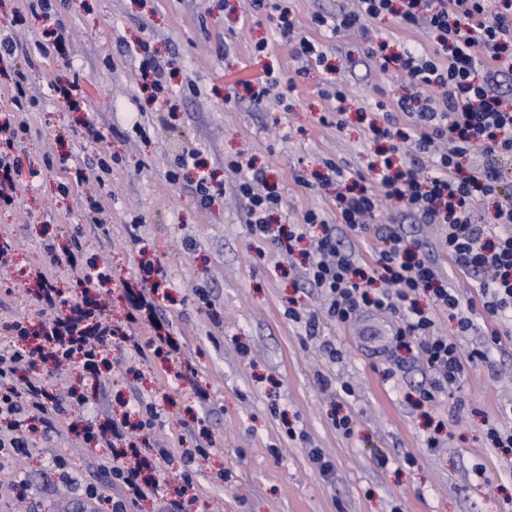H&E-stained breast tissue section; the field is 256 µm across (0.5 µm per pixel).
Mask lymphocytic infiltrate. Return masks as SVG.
<instances>
[{
    "label": "lymphocytic infiltrate",
    "mask_w": 512,
    "mask_h": 512,
    "mask_svg": "<svg viewBox=\"0 0 512 512\" xmlns=\"http://www.w3.org/2000/svg\"><path fill=\"white\" fill-rule=\"evenodd\" d=\"M356 11L341 14L337 32L367 31L379 17H398L409 30L435 33V47L418 55L395 60L387 42L367 49L384 73L400 64L416 93L396 99L397 116L387 119L380 135L389 146L377 150L368 163L372 181L350 179L335 163L327 168L338 186L340 223L359 238L379 232L386 245L375 251L370 263L361 265L345 253L332 233L315 239L307 254L304 275L326 297L329 318L340 324L364 313L387 312L394 321L399 347L418 348L431 373L421 389L423 402L456 387L467 367L485 360L490 347L500 344L496 322L512 320V199H502L506 180L512 179V102L506 94L512 80V0H358ZM10 105L0 111V204L12 205L21 185V144L24 114L35 103L22 70H14L6 86ZM481 149L483 164L467 169L465 158ZM238 173L234 191L246 202V222L253 239L269 240L285 252H293L305 237V228L327 225L325 214L311 209L303 215L302 228L276 235L270 214L283 200L273 187L258 190L262 171H249L247 163L230 161ZM393 200L423 223L439 225L440 245L455 265L476 283L477 297L463 300L458 289L444 283L433 260L421 244L406 245L389 225H372L382 200ZM151 266H143L135 282L124 283L130 308L126 329L113 327L104 285L111 279L109 266L89 265L75 281V297L65 296L54 280L41 276L37 300L51 316L41 324L44 344L27 345L28 328L16 322L19 346L0 353V448L21 456L28 451L26 430L38 421L43 434L57 430L66 405L90 406L87 395L70 390L59 396L48 385L41 368L46 363L80 362L89 371L106 363L113 340L124 343L134 359L181 354L183 343L168 321L154 317V295L159 283L150 279ZM431 292L434 310L447 312L456 321V335H434V310L418 305L421 293ZM489 321L484 348L463 354L457 339L476 331L477 319ZM87 443L112 451L103 471L118 493L112 512H131L148 494L160 491V475L178 464L184 488H193L198 477L194 466L202 448L184 449L173 458L169 449L133 447L125 423L111 427L85 426Z\"/></svg>",
    "instance_id": "f902f5d3"
}]
</instances>
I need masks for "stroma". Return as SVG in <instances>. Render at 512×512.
I'll return each mask as SVG.
<instances>
[{
	"instance_id": "1",
	"label": "stroma",
	"mask_w": 512,
	"mask_h": 512,
	"mask_svg": "<svg viewBox=\"0 0 512 512\" xmlns=\"http://www.w3.org/2000/svg\"><path fill=\"white\" fill-rule=\"evenodd\" d=\"M336 67L346 94L344 116L335 98L322 97L325 72L315 59L298 58L295 45L276 34L278 13L253 9L251 0H0V33L17 49L0 59V73L23 69L37 103L22 136L23 176L16 206H0V226L15 237L11 277L0 287V351L14 343L11 324H35L42 314L33 286L38 272L53 270L57 286L71 292L65 264L52 263L47 245L79 237L83 259L108 261L113 279L138 274L152 260L162 286L156 315L183 342L178 358L121 361L102 368L89 409L63 416L59 433L30 434L29 455L0 469V512H55L58 502L83 496L101 480L103 449L85 444L76 426L121 418L139 403H156L162 421L149 433L133 432L147 447L173 456L204 446L189 512H512V457L485 440L487 420L512 403V323L498 329L501 345L469 367L458 388L417 406L431 375L418 353L374 352L361 321L338 324L326 316L327 300L304 279L301 256L283 257L253 240L244 204L234 197L228 161L243 155L265 170L283 197L275 224L301 223L315 209L333 220V233L354 260L369 258L368 243L336 223V190L315 180L326 161L365 171L369 120L401 95L400 74H381L365 54V40L385 39L398 50L434 43L424 30L403 29L396 19L370 23L369 37L334 34L330 23L352 0H284ZM327 18L313 24L314 15ZM64 40L49 54L45 31ZM149 43L170 88L171 104L150 100L140 88L141 43ZM264 52H256L258 43ZM299 71L297 98L270 92L254 102L250 87L268 77ZM79 80V107L59 101L51 82ZM239 97L225 101L228 87ZM104 132L113 156L105 178L103 225L80 219V190L62 194L65 166L96 178L98 152L85 143L86 123ZM192 153L213 178L208 205L196 202L197 171L167 173L179 155ZM382 220L423 243L448 282L473 297L471 279L439 249V230L396 203L383 202ZM142 238L139 255L132 236ZM194 249H186V241ZM296 309L300 320L288 318ZM319 321L315 337L304 317ZM194 382L176 379L185 367ZM210 394L199 403L193 387ZM350 416L351 433L335 417ZM439 434L431 448L426 439ZM322 449L333 465L321 475L308 451ZM65 456L73 482L59 480L52 457ZM26 478L27 489L13 482Z\"/></svg>"
}]
</instances>
